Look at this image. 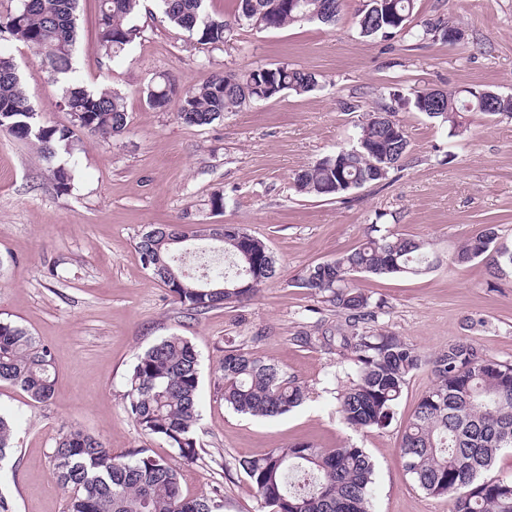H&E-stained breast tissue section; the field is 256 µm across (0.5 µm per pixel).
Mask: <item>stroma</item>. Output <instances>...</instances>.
Returning <instances> with one entry per match:
<instances>
[{
	"mask_svg": "<svg viewBox=\"0 0 512 512\" xmlns=\"http://www.w3.org/2000/svg\"><path fill=\"white\" fill-rule=\"evenodd\" d=\"M365 2L344 0L333 26H244L209 47L170 24L154 0H143L135 18L140 38L110 61L98 43L100 0H79L75 76L123 96L128 131L111 141L79 135L72 153L59 157L76 171L68 192L57 190L36 145L0 133V320L47 345L57 374L45 404L0 384V412L18 425L16 452L0 466V493L16 512H67L68 494L48 452L69 426L83 427L116 455L148 444L172 457L165 443L147 442L124 397L137 355L173 333L200 356V450L180 467L184 495L218 492L224 512H268L240 460L298 442L354 444L375 463L372 512H452L451 498L425 494L400 457L401 430L433 383L430 366L409 377L388 427L351 428L336 396L352 363L302 341L317 324L334 325L337 315L293 281L308 265L361 244L374 223L429 242L442 261L426 273L356 275V286L384 304L380 325L426 361L459 339L512 361V268L447 260L490 224L512 244V117L473 114L466 131L453 136L406 101L414 87L512 95V0H416L411 27L455 24L465 33L455 44L361 36L355 16ZM0 49L16 59L42 122L68 123L57 104L60 88L33 52L15 41ZM258 64L306 69L320 86L244 105L204 127L183 124L175 109H151L143 95L161 74L187 91L213 73ZM350 103L355 111H347ZM383 110L395 113L411 142L388 180L335 199L295 192L296 173L354 145L364 113ZM216 193L224 196L220 212L210 204ZM160 224L243 225L266 243L277 275L251 301L188 314L135 251L141 234ZM231 345L282 366L307 386L306 401L273 419L229 408L219 387Z\"/></svg>",
	"mask_w": 512,
	"mask_h": 512,
	"instance_id": "obj_1",
	"label": "stroma"
}]
</instances>
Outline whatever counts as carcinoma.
Returning a JSON list of instances; mask_svg holds the SVG:
<instances>
[{
	"label": "carcinoma",
	"mask_w": 512,
	"mask_h": 512,
	"mask_svg": "<svg viewBox=\"0 0 512 512\" xmlns=\"http://www.w3.org/2000/svg\"><path fill=\"white\" fill-rule=\"evenodd\" d=\"M98 38L106 59L119 57L140 35L133 24L140 0H100ZM168 21L203 45L224 44L245 21L278 29L302 20L334 24L342 0H237L234 21L216 19L206 0H156ZM77 0H21L14 12L0 17V32L31 48L52 81L61 85L60 107L67 126H46L22 87L14 58L0 52V132L38 146L47 159L68 148L77 133L103 140L122 136L128 127L123 97L106 88L90 89L73 76L77 40ZM415 0H367L356 18L364 37H389L406 28ZM454 25H425L408 34L416 40L441 33L448 40ZM316 75L288 65H256L241 73L216 74L191 91L182 92L166 74L144 91L150 108L164 112L178 103L177 118L188 126L210 125L248 102L268 101L289 90L314 91ZM413 108L463 133L465 113L512 114V98L492 97L480 89L435 94L418 88L408 98ZM410 150L403 125L389 111L367 113L356 145L325 157L296 173L297 192L340 198L354 189L379 184L400 166ZM52 178L67 191L71 169L54 167ZM159 234L144 233L136 244L144 269L169 289L174 300L196 314L250 300L276 276V260L265 242L240 224H225L224 269L204 275L182 269L178 225H160ZM486 226L451 255L467 264L484 257L496 267L512 266V249L490 236ZM438 257L430 244L394 233L369 236L332 263L304 268L294 287L318 296L344 318L336 335V355L351 361L355 374L336 396L338 412L357 429L390 425L408 377L423 359L410 344L379 325L382 305L359 291L357 273L419 275ZM248 268L250 286L239 271ZM434 383L419 399L402 432L400 454L405 471L432 496L448 495L453 512H512V480L487 475L499 454L512 449V362L489 358L472 344L458 341L431 360ZM222 371L224 403L254 417L274 418L300 406L306 388L279 365L237 347L225 350ZM0 382L20 387L30 399L48 402L56 371L50 349L25 329L0 321ZM198 354L183 336L163 338L141 355L133 367L126 411L151 440H161L181 460L198 458L195 426L199 420ZM15 421L0 414V460L12 450ZM57 481L70 491L68 512H223V500L187 497L180 473L169 459L152 449L133 448L116 456L80 426L63 432L50 449ZM240 467L257 497L277 512H370L374 464L364 449L344 445L331 450L296 443L245 459Z\"/></svg>",
	"instance_id": "cac0c4a2"
}]
</instances>
